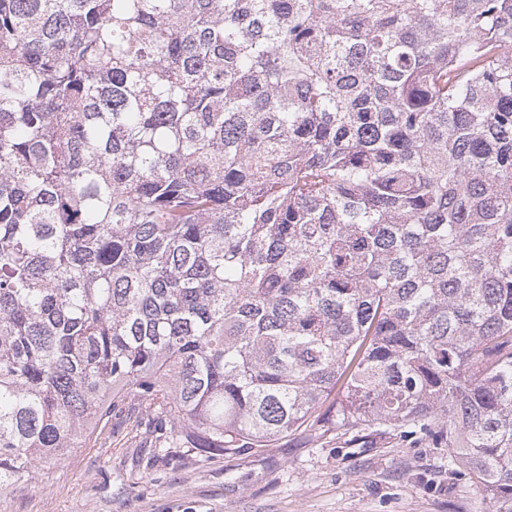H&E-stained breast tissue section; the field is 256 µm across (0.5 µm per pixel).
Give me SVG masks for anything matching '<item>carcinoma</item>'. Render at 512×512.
I'll return each mask as SVG.
<instances>
[{"mask_svg": "<svg viewBox=\"0 0 512 512\" xmlns=\"http://www.w3.org/2000/svg\"><path fill=\"white\" fill-rule=\"evenodd\" d=\"M117 406L512 512V0H0V488Z\"/></svg>", "mask_w": 512, "mask_h": 512, "instance_id": "cac0c4a2", "label": "carcinoma"}]
</instances>
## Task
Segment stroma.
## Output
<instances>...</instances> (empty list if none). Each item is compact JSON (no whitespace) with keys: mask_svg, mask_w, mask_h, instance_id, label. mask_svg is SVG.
I'll use <instances>...</instances> for the list:
<instances>
[{"mask_svg":"<svg viewBox=\"0 0 512 512\" xmlns=\"http://www.w3.org/2000/svg\"><path fill=\"white\" fill-rule=\"evenodd\" d=\"M113 413L105 440L36 466L0 512H491L448 471V451L395 435L370 447L299 433L272 447L201 457L151 448Z\"/></svg>","mask_w":512,"mask_h":512,"instance_id":"stroma-1","label":"stroma"}]
</instances>
